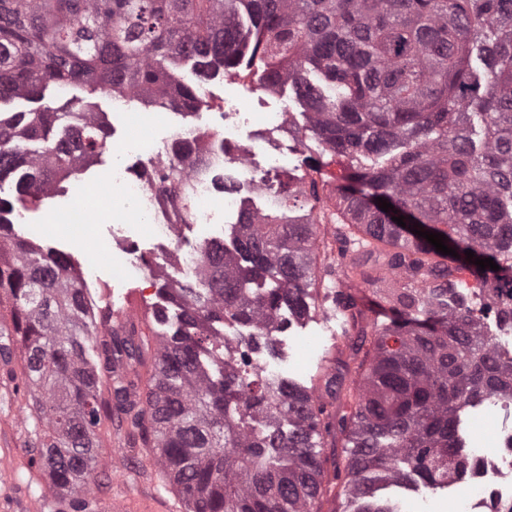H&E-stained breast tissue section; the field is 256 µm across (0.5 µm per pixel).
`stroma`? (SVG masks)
I'll list each match as a JSON object with an SVG mask.
<instances>
[{"mask_svg":"<svg viewBox=\"0 0 512 512\" xmlns=\"http://www.w3.org/2000/svg\"><path fill=\"white\" fill-rule=\"evenodd\" d=\"M214 94L207 108L194 114L148 107L135 100L112 97L103 92L89 93L82 86L72 87L61 96L47 88L42 101L14 98L0 102V114L27 112L38 105L57 107L72 99L74 111L85 109L103 113L109 125L107 147L94 165L82 168L64 182L62 188L34 204L21 205L13 185L0 190V199L11 205L9 215L15 231L45 250L69 254L84 284L85 296L95 306L106 299L122 303L130 299L133 305H161V282L152 276L135 274L132 262L147 267L161 262L166 252L143 224L126 211L121 200H113L112 214L101 219L91 230L60 220L81 185L96 179L114 186L118 173L135 177L149 166L162 140L181 128L210 127L223 130V95L229 92L228 78L215 74L209 82ZM240 93L249 102L248 130L264 133L265 113L292 112L296 123H303L301 108L291 86L268 91L261 84L241 87ZM194 210L214 212L210 224H188L181 228L179 245L186 250L198 249L203 240L224 236V215L215 198L195 199ZM335 320L326 312L317 311L303 319H291L283 332L277 333L273 349L265 357L276 364L281 378L311 386L319 361L332 350L331 334ZM31 395L16 394L14 383L0 381V472H8L10 480L0 479V512H69L67 502L56 494L48 478L33 464L27 449L32 438L34 421L30 416ZM112 423L99 431L100 476L93 487L94 498L127 499L134 505L153 504L156 512H185L181 496L167 485L156 461L146 449L125 451L120 469L112 467V443L123 440Z\"/></svg>","mask_w":512,"mask_h":512,"instance_id":"stroma-1","label":"stroma"}]
</instances>
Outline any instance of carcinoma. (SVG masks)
<instances>
[{
    "label": "carcinoma",
    "instance_id": "1",
    "mask_svg": "<svg viewBox=\"0 0 512 512\" xmlns=\"http://www.w3.org/2000/svg\"><path fill=\"white\" fill-rule=\"evenodd\" d=\"M181 58L205 76L257 65L266 85L289 84L320 156L343 158L344 173L288 175L271 208L242 209L235 251L203 244L196 277L161 285L180 310L171 332L155 327L168 323L157 310L118 321L88 306L69 261L0 215V309L10 313H0V373L21 379L45 423L35 464L86 512L98 432L115 415L188 512H323L325 502L336 504L329 512H398L377 484L464 482L476 462L457 437L461 413L512 399V360L452 289L461 271L478 289L512 288V0H0V100L80 84L195 113L206 101L174 77ZM106 145L91 109L0 116V187L13 181L20 203L36 200ZM175 149L182 160L139 178L173 223L191 224L197 180L224 179V166L189 142ZM416 223L458 256L411 232ZM335 251L349 262L332 261ZM476 258L499 270H479ZM353 279L389 305L387 320L367 321L338 289ZM327 306L344 335L369 340L334 346L314 398L241 371L224 344V326L243 325L253 347H268L282 309L304 317ZM347 350L357 366L346 386ZM332 434L344 456L328 479Z\"/></svg>",
    "mask_w": 512,
    "mask_h": 512
}]
</instances>
